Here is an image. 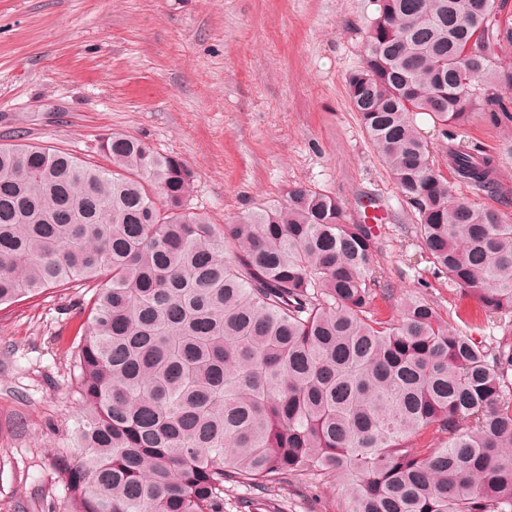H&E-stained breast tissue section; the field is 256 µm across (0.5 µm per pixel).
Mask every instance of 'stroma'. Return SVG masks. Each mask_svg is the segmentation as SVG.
Wrapping results in <instances>:
<instances>
[{
    "mask_svg": "<svg viewBox=\"0 0 512 512\" xmlns=\"http://www.w3.org/2000/svg\"><path fill=\"white\" fill-rule=\"evenodd\" d=\"M376 0H0V143L54 146L95 160L103 134L142 139L194 174L192 207L215 223L302 184L340 199L351 220L381 201L376 260L398 315L428 299L449 323L471 309L435 274L413 216L363 132L346 78L364 54ZM497 120L477 112L458 141L494 153L512 140V92ZM454 195L512 223V159L489 192ZM80 289H49L0 307V512H51L65 501L53 457L77 454L79 406L68 350ZM323 478L315 502L283 487L224 512H338Z\"/></svg>",
    "mask_w": 512,
    "mask_h": 512,
    "instance_id": "1",
    "label": "stroma"
}]
</instances>
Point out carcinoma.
<instances>
[{"instance_id": "1", "label": "carcinoma", "mask_w": 512, "mask_h": 512, "mask_svg": "<svg viewBox=\"0 0 512 512\" xmlns=\"http://www.w3.org/2000/svg\"><path fill=\"white\" fill-rule=\"evenodd\" d=\"M504 0H377L347 78L361 127L435 270L486 316L512 314V224L456 199L414 116L450 140L455 178L500 158L453 143L512 91ZM110 166L0 144V305L92 291L71 385L79 455L63 512H224L331 474L342 512H512V343L494 353L424 298L374 307L373 225L301 184L223 224L190 206L176 156L121 133ZM444 435L435 448L416 436Z\"/></svg>"}]
</instances>
